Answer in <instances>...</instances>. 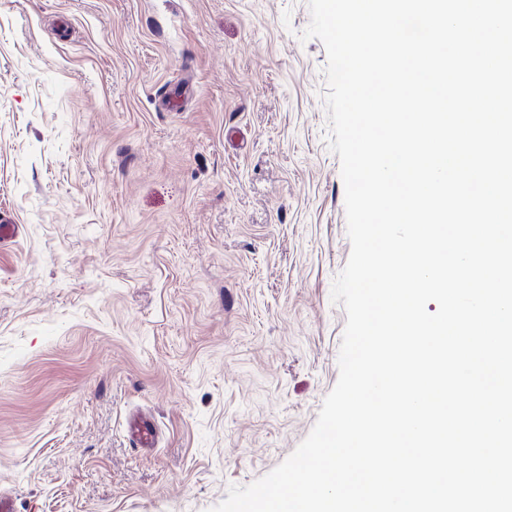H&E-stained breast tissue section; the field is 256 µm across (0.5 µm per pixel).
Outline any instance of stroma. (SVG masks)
<instances>
[{
	"label": "stroma",
	"instance_id": "stroma-1",
	"mask_svg": "<svg viewBox=\"0 0 512 512\" xmlns=\"http://www.w3.org/2000/svg\"><path fill=\"white\" fill-rule=\"evenodd\" d=\"M309 22L307 0H0L18 512H211L314 427L351 245ZM133 440L139 448H150L156 441V428L150 418L135 417L130 422Z\"/></svg>",
	"mask_w": 512,
	"mask_h": 512
}]
</instances>
